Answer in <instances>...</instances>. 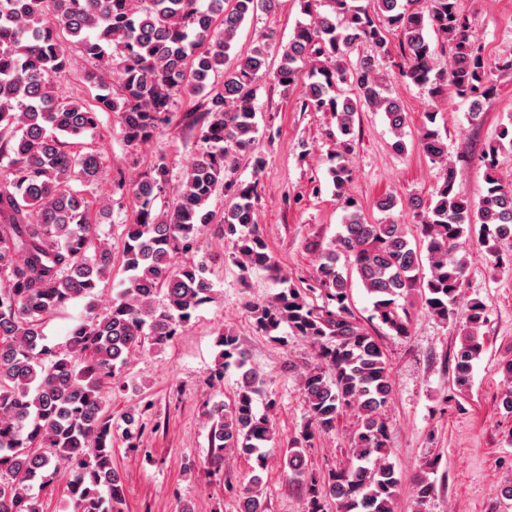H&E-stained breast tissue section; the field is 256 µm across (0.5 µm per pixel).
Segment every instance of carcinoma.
I'll return each instance as SVG.
<instances>
[{
  "mask_svg": "<svg viewBox=\"0 0 512 512\" xmlns=\"http://www.w3.org/2000/svg\"><path fill=\"white\" fill-rule=\"evenodd\" d=\"M275 0H0V512H39L32 494L64 466L74 512H123L124 483L112 462V412L103 388L116 383L130 357L158 349L179 335L197 310L212 299L213 284L204 260L181 261L202 228L213 223L208 201L220 188L230 196L221 221L232 259L245 273L266 271L281 290L267 300L247 303L256 328L277 342L281 328L316 350L317 362L299 372L308 424L283 462L304 486L305 512H324L332 499L336 512H394L397 494L410 482L423 506L435 495L429 474L438 460L406 479L390 461L382 412L393 390L390 367L377 339L353 310L350 280L357 279L372 300L371 318L399 337L410 335L406 302L419 294L433 317L458 314L467 277V252L474 232L481 242L512 240V183L498 176L500 157L512 150V126L485 148L484 192L476 200L455 189V170L436 128L438 112L424 113L419 146L441 173L431 203L407 206L419 218L417 236L403 225L373 224L360 205L345 195L348 154L355 139V115L366 107L384 114L397 152L406 148L407 113L377 73V55L398 41L402 78L424 89L434 103L453 94L470 102L476 121L482 104L498 94L499 77L512 72V57L493 63L471 34L457 0H303L311 17L280 46L274 71L268 68L273 34L259 36L244 57L229 63L243 21ZM51 4L45 9V4ZM449 48L448 66H437V48L428 33ZM92 62L85 81L98 90L95 107L67 101L54 91L55 79L71 65L70 46ZM368 46L372 55L350 68L345 57ZM223 75L218 86L207 84ZM284 90L304 87L301 107L331 112L336 118V164L330 169L343 217L331 247L317 260L313 283L298 288L279 276V265L256 223L259 174L234 177L235 160L250 151L259 119L254 87L266 76ZM354 96L343 95V86ZM203 97L193 123L199 126L198 153L181 181L178 204L157 207L171 182L159 159L135 181L120 176L112 194L132 200L135 218L123 225L122 266L126 278L103 314L88 304L63 345L46 343V322L77 298H92L111 272L112 238L100 230L82 187L100 171L99 154L70 149L71 141L94 134L100 113L115 114L126 143L147 142L167 120L174 99ZM319 293L322 304L308 301ZM484 304L471 300L465 310L455 383L470 386L473 364L484 349L480 328ZM213 375L240 371L232 402L207 407L206 462L217 469L233 452L265 470L272 429L257 411L255 395L265 384L248 366L237 336L220 332ZM352 411L357 429L346 465L316 477L307 473L304 448L315 431L336 426ZM262 477L250 476L241 493L240 512H266Z\"/></svg>",
  "mask_w": 512,
  "mask_h": 512,
  "instance_id": "carcinoma-1",
  "label": "carcinoma"
}]
</instances>
